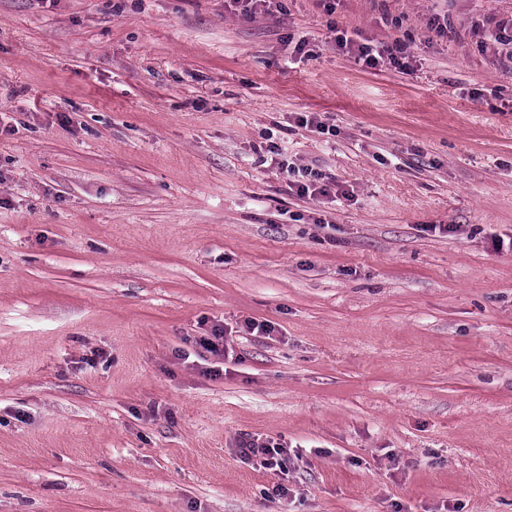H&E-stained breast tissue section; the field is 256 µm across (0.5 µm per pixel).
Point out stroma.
<instances>
[{
  "label": "stroma",
  "instance_id": "35a3bbf8",
  "mask_svg": "<svg viewBox=\"0 0 512 512\" xmlns=\"http://www.w3.org/2000/svg\"><path fill=\"white\" fill-rule=\"evenodd\" d=\"M510 17L0 0V512H512ZM508 26L510 27L511 35L507 34ZM477 33L483 38V42L485 45L487 41H493L502 46H507L509 48L508 55H512V19L508 21L500 20L495 24L494 28L487 27L484 22H482V26H476ZM353 35H348L345 30H337L336 47L353 55L354 59L358 63H362L363 66L378 67L386 60L390 63L400 64V59L409 58L408 55H405V48L400 43L382 46L372 45L370 44L371 41L354 38ZM279 169L288 176V186L300 196H331V186H336L331 176L309 167H298L290 159L278 162ZM299 174H301L299 176ZM296 176L301 179L292 180ZM243 460L250 461L261 456V465L266 469L284 470L288 460V450L280 444H265L255 440H244L237 450Z\"/></svg>",
  "mask_w": 512,
  "mask_h": 512
}]
</instances>
